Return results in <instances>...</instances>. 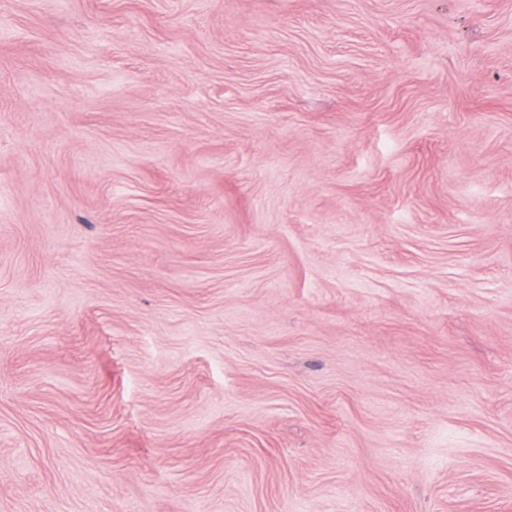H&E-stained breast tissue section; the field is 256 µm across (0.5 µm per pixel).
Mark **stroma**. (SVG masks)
Masks as SVG:
<instances>
[{"instance_id": "obj_1", "label": "stroma", "mask_w": 512, "mask_h": 512, "mask_svg": "<svg viewBox=\"0 0 512 512\" xmlns=\"http://www.w3.org/2000/svg\"><path fill=\"white\" fill-rule=\"evenodd\" d=\"M0 512H512V0H0Z\"/></svg>"}]
</instances>
